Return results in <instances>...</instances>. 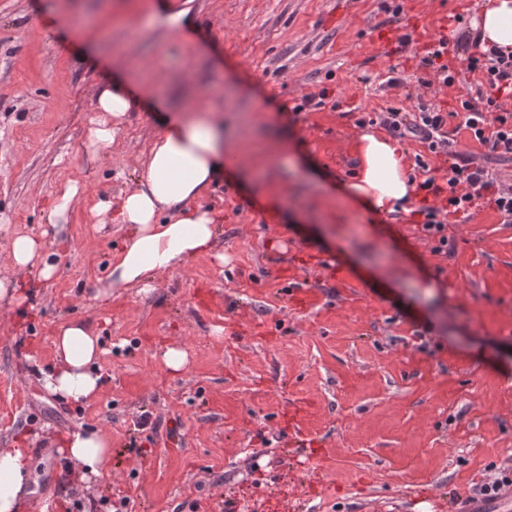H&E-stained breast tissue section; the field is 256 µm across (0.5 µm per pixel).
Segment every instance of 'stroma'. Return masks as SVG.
<instances>
[{"instance_id": "35a3bbf8", "label": "stroma", "mask_w": 512, "mask_h": 512, "mask_svg": "<svg viewBox=\"0 0 512 512\" xmlns=\"http://www.w3.org/2000/svg\"><path fill=\"white\" fill-rule=\"evenodd\" d=\"M481 2L401 0L395 18L381 0H0V254L15 232L43 234L57 264L0 308V449H27L38 474L20 512H113L121 496L132 512H460L512 465V223L487 206L450 217L438 254L410 213L377 217L342 192L360 114L466 94L423 87L419 59L443 32L462 67L473 47L452 17ZM173 5L190 17L175 32ZM393 68L403 85L386 86ZM115 77L138 102L94 153L95 96ZM158 99L224 117L234 148L203 199L218 254L105 297L126 229L91 208L133 182L164 129ZM72 318L102 342L85 404L41 382ZM172 346L188 359L177 373ZM78 430L112 442L89 482L63 471ZM79 194V186L77 183H69L61 195L55 197L52 207L53 224L57 225L66 221V216L70 205L74 198Z\"/></svg>"}]
</instances>
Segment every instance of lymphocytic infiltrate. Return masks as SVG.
<instances>
[{
	"label": "lymphocytic infiltrate",
	"mask_w": 512,
	"mask_h": 512,
	"mask_svg": "<svg viewBox=\"0 0 512 512\" xmlns=\"http://www.w3.org/2000/svg\"><path fill=\"white\" fill-rule=\"evenodd\" d=\"M449 40L439 37L421 60L423 68L432 70L439 84L451 86L463 74L475 76L474 93L458 96L450 111L417 101L413 108L390 106L378 112L380 124L391 134L411 138L424 144L432 156L448 163L443 180L430 176V165L416 157L417 168L424 172L415 186L421 197L417 214L421 231L434 241L435 252L448 249V218L469 215L479 206L493 207L505 222H512V186L500 187L490 171L492 161L512 162V111L504 106L512 98V53L484 47L468 55L464 72L449 69L442 58L448 53ZM460 119L471 138L484 146V155L460 152L448 131L449 118Z\"/></svg>",
	"instance_id": "1"
}]
</instances>
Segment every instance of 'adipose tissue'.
Here are the masks:
<instances>
[{"label": "adipose tissue", "instance_id": "ef3b65f1", "mask_svg": "<svg viewBox=\"0 0 512 512\" xmlns=\"http://www.w3.org/2000/svg\"><path fill=\"white\" fill-rule=\"evenodd\" d=\"M481 42L512 52V0H485L473 24ZM132 108L121 82L101 88L95 100L99 117L90 128L88 149L111 147L113 119ZM138 176L119 201L100 196L96 214L115 217L127 228V241L112 263L108 288L156 287L159 278L191 259L214 253L218 217L198 202L224 171V125L211 113L173 115L140 162ZM351 201L384 213L396 212L413 191L404 171L402 147L372 134L360 145V175L346 187ZM6 262L17 271L37 272L44 280L56 272L43 237L19 232L11 238ZM56 360L42 373L44 388L65 399L92 400L102 385L97 368L100 336L78 319L65 322L55 340ZM63 446L83 480L101 476L112 444L97 431L77 432ZM33 480V464L24 448L0 449V512H18Z\"/></svg>", "mask_w": 512, "mask_h": 512}]
</instances>
